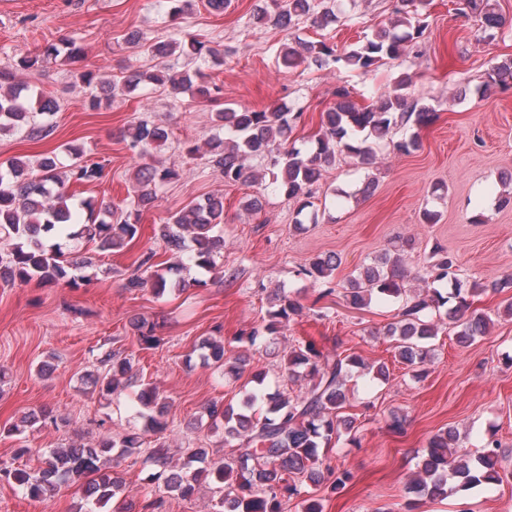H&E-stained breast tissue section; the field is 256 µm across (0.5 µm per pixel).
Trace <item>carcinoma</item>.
Segmentation results:
<instances>
[{"label": "carcinoma", "mask_w": 512, "mask_h": 512, "mask_svg": "<svg viewBox=\"0 0 512 512\" xmlns=\"http://www.w3.org/2000/svg\"><path fill=\"white\" fill-rule=\"evenodd\" d=\"M157 2L168 9L174 21L191 5V0ZM342 2L260 0L254 19H271L281 29H298L308 22L320 28L340 21L354 23ZM425 5L426 0H395L394 21L364 36L361 44L342 55L336 54L334 44L298 38L293 45H283L279 57L288 69L305 63L323 68L342 62L368 72L414 52L427 28ZM460 5V13L479 18L484 33L505 25L491 0H461ZM125 42L140 48L141 55L152 65L135 70L120 86L114 83L101 88L103 97L91 95V109H98L104 98H114L120 91L131 94L146 84L163 87L175 96L188 93L208 103L215 100L214 93L221 92L218 85L209 84L203 72L208 63L223 59L218 48L196 38L185 43L171 37L147 44L136 30L126 35ZM80 52L74 40L63 46L52 43L19 57L10 68L0 67V132L23 133L30 140L50 137L54 126L45 116L56 112L59 105L23 83L19 74L37 71L60 56L70 61ZM412 86L413 76L403 71L391 89L374 94L366 106L352 101L347 89H337L336 103L322 113L320 132L308 148H299L291 140L303 114L293 102L262 111L227 108L216 113L218 131L203 145L187 147V153L204 160L226 185L259 186L247 204L252 212L262 209L269 192L294 201L295 224L301 229L305 222L316 218L311 201L314 187L341 156L354 158L366 168L375 163L377 150L383 145L402 154L421 148L416 135L395 139L402 129L429 125L437 117L432 106L409 93ZM509 88L512 60L492 67L476 86V93L486 97ZM168 137L165 126L141 120L128 127L123 140L144 159L151 155L152 147L163 144ZM66 151L70 155L67 165L56 153L44 154L33 162L12 158L0 165V244L9 247L8 260H0V280L5 283L36 280L42 285H77L76 271L91 268L94 262L90 256L68 255L69 242L83 239L95 244L100 252L122 249L137 236L141 214L153 206L158 192L180 177L178 170L157 161L138 165L133 199L127 208L116 211L102 201L74 199L69 185L99 179L102 167L83 161V149L78 146L70 145ZM223 223L224 201L216 195H207L175 212L158 228L171 255L169 265L155 267L154 254L150 252L139 264L150 275L133 274L125 287L140 290L149 286L162 296L185 289L187 283L181 273L193 267L210 275L222 273L215 257L224 249ZM407 245L406 241L395 242L362 265L357 276L342 286L339 296L346 307L357 310L374 302L401 301L399 319L387 324L385 335L395 338L399 362L421 375L433 357L431 342L440 331V321L433 320V311L454 300L455 305L446 310L444 319L453 325L459 342L473 341L486 332L491 318L472 308V298L489 288H512V275L469 285L458 277L454 257L437 245L432 248L425 274L414 277L404 263ZM339 265L334 254L317 256L299 274L322 286L318 293L321 300L334 295L333 274ZM411 279L420 285L410 292L406 282ZM267 300L266 319L248 334V347L228 357L224 342L206 337L199 342L202 365L240 378L251 365L250 348L257 342L277 345L286 341V327L303 313L304 305L283 288ZM129 326L145 348L160 343L155 325L146 319L133 316ZM275 354L280 357V371L288 382L299 387V394L293 396L286 388L270 390L267 373L254 371L251 386L244 388L238 407L213 403L207 408L212 423L224 422V442L234 448L230 457L215 458L210 449L195 446L182 449L176 462L162 444L144 449L142 434L131 431L119 437L104 436L88 446L53 448L44 457L43 466L33 473L2 467L0 473L14 479L27 496L38 499L65 484L84 480L85 512H110L112 499L125 490L115 467L127 457L142 453L156 468L153 478L184 499L194 498L202 483H214L224 491L220 498L224 512H285L286 502L297 493V486L287 482V474L300 475L334 492L345 485L348 474L321 467L320 449L330 447L344 434L355 442V419L343 414L351 396L349 383L361 370L387 380L389 369L384 363L369 366L360 356L345 350L324 355L309 345L291 344ZM90 380L103 398L136 388V415L144 421V427L160 434L167 430L166 400L156 385L144 382L133 372L131 359L113 351L98 355L96 372L90 374ZM48 421L57 424V418L44 410L32 412L19 422L0 428V435L18 436L24 429ZM498 455L499 444L494 440L472 456L457 449L452 431L439 432L430 439L421 465L407 483L406 493L411 498L403 509L414 512L417 501L444 497L450 480L463 486L503 481L497 467Z\"/></svg>", "instance_id": "obj_1"}]
</instances>
